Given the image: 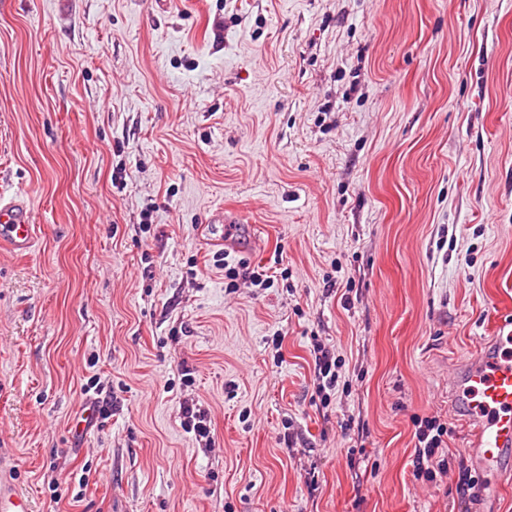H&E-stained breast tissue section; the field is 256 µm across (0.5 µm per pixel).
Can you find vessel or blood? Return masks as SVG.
<instances>
[{
  "instance_id": "obj_1",
  "label": "vessel or blood",
  "mask_w": 512,
  "mask_h": 512,
  "mask_svg": "<svg viewBox=\"0 0 512 512\" xmlns=\"http://www.w3.org/2000/svg\"><path fill=\"white\" fill-rule=\"evenodd\" d=\"M37 227L21 194L0 190V247L20 256L33 249ZM449 397L472 427L466 453L488 478L487 497L498 498V480L512 474V330L495 325L491 336L452 372ZM0 512H33L28 495L0 469Z\"/></svg>"
}]
</instances>
